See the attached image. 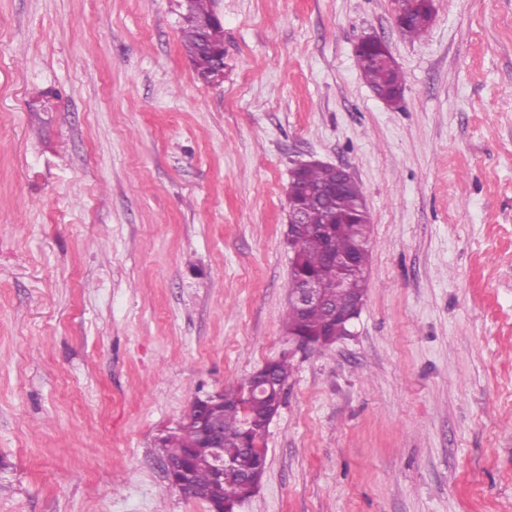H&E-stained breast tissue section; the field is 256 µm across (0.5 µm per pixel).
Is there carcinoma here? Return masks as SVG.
I'll list each match as a JSON object with an SVG mask.
<instances>
[{"label": "carcinoma", "mask_w": 512, "mask_h": 512, "mask_svg": "<svg viewBox=\"0 0 512 512\" xmlns=\"http://www.w3.org/2000/svg\"><path fill=\"white\" fill-rule=\"evenodd\" d=\"M432 20V5L427 0H418L402 24L401 32L410 39L417 38ZM181 32L183 48L196 72L206 81L211 79L216 71L217 54L224 51L223 24L219 22L203 31L193 21L185 20ZM357 63L373 91L385 94L404 89V74L375 46L359 50ZM293 175L295 190L290 193L291 202L304 213V223L296 226L289 243L293 253V279L315 278L326 300V308L301 311L288 306L286 333L291 337H306L324 350L342 336L339 322L332 318L329 309L343 308L350 299L366 295L370 218L358 182L349 181L339 197L327 201L310 192V188H328L335 183L338 174L332 168L312 164ZM334 256L350 258L351 265L334 268L331 265ZM291 373V363L282 357L225 392L224 402L202 410L191 407V419L203 413L224 425V480L213 477L210 447L198 426L184 421L176 431L160 439V456L188 472L191 496L210 505L220 504L242 492V480L247 476L264 475L267 457L259 445L268 431V417L278 412L283 403L284 384ZM261 381L269 383L271 391L260 398L248 394L252 385Z\"/></svg>", "instance_id": "cac0c4a2"}]
</instances>
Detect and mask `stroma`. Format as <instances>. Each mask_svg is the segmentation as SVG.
<instances>
[{
	"mask_svg": "<svg viewBox=\"0 0 512 512\" xmlns=\"http://www.w3.org/2000/svg\"><path fill=\"white\" fill-rule=\"evenodd\" d=\"M0 0V512H209L156 444L290 355L237 512H512V0ZM406 76L391 106L360 40ZM346 168L370 215L354 338L290 352L286 191ZM418 1L414 8L407 15L405 3H402V7H400L395 15V21L398 23L400 20L404 19L406 16L405 22L402 24L401 32L410 39L418 38L425 30L430 26L433 20V8L430 3L427 1L432 0H415ZM182 45L196 72L208 81L216 71L217 54L224 52V26L222 22L202 31L191 20H184L181 28ZM223 67L218 81L224 79V54H221Z\"/></svg>",
	"mask_w": 512,
	"mask_h": 512,
	"instance_id": "35a3bbf8",
	"label": "stroma"
}]
</instances>
